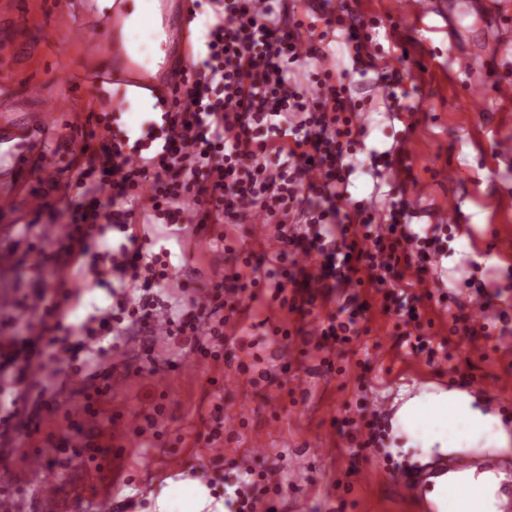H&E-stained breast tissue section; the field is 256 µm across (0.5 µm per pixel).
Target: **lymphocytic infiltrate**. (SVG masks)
Returning <instances> with one entry per match:
<instances>
[{
	"mask_svg": "<svg viewBox=\"0 0 512 512\" xmlns=\"http://www.w3.org/2000/svg\"><path fill=\"white\" fill-rule=\"evenodd\" d=\"M354 9L324 24L303 19L283 25L280 0H220L204 23L202 58L191 61L178 112L147 113L136 139L115 138L111 123L90 130L87 164L75 173L67 205L68 230L48 239L39 224L25 233L37 269L50 272L45 288L17 301L0 323V396L10 399L0 428V454L36 451L47 467L103 471L110 443L102 422L112 396V367L91 360L78 410L63 407L51 384L66 375V359L109 342L120 350L124 327L150 328L165 318V343L196 359L220 364L225 345L251 352L259 338L282 346L300 341L305 358L320 357L328 372L333 343L370 333L365 288L411 294L407 271L434 238L406 219L401 196L383 210L353 199L349 187L364 135L360 109L351 103L345 73L324 63L329 33L345 34L355 58L372 40L347 23ZM274 224L278 247L266 267L253 261L240 223L251 214ZM192 224L195 236L230 263L221 276L184 286L170 301L172 252L141 237L140 224ZM121 241L106 246L107 231ZM88 287L105 289L110 303L68 323L71 292L66 271ZM348 289L336 310L327 305ZM284 310L226 333L229 314L253 306ZM316 322L320 338L300 339L289 315ZM208 465L224 464V381L207 380Z\"/></svg>",
	"mask_w": 512,
	"mask_h": 512,
	"instance_id": "f902f5d3",
	"label": "lymphocytic infiltrate"
}]
</instances>
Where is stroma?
Returning <instances> with one entry per match:
<instances>
[{"mask_svg": "<svg viewBox=\"0 0 512 512\" xmlns=\"http://www.w3.org/2000/svg\"><path fill=\"white\" fill-rule=\"evenodd\" d=\"M56 0H0V83L22 93L30 80L44 82L55 95L73 93L81 113H121L120 128L134 133L142 113L152 111L151 96L117 102L111 87L97 89L85 82L87 63L70 25L58 23ZM485 0H455L448 19L401 20L390 29L386 18L397 13V0H356L359 21H373L385 58L368 62L363 72L352 71L350 53L343 41L332 43L338 70L347 71L353 103L364 105L368 161L369 150L399 146L410 157L419 192L406 195L408 215L424 212L430 223L447 224V237L436 243L443 268L446 303L464 313L490 319L483 336L450 332L448 321L436 318V302L425 303L422 318L434 319L436 341L444 342L450 360L427 366L423 357L398 352L391 337L393 318L373 310L370 340L381 344L380 363L390 367L382 383L372 370L348 364L341 375L325 374L319 361L303 360L296 349L278 345L261 348L260 368L269 382L254 386L238 375L236 365L244 352L224 349L223 366L207 360L190 361L171 355L170 366L150 375L138 357L148 339L132 331L127 347V368L111 378L112 411L123 421L112 426V441L120 445L104 472L78 464L48 472L41 465L0 457V488L20 487L16 512H37L36 497L44 488L67 502L69 512H96L108 499L112 512H140L137 503L157 493L166 479L179 480L205 463L208 450L148 447L147 437L127 433L128 424L149 407L147 387L166 391L169 430L200 427L199 407L209 376H224V417L238 429L239 441L230 443L228 456L257 462L267 471L269 491L256 512H336L338 503L352 499L345 512H421L424 494L399 490L393 476L421 464L422 449L405 447L406 430L394 423L401 388L418 391L431 385L446 391L463 390L476 406L512 429V155L501 152V143L512 142V98L497 97V87L512 86V28L485 9ZM474 54L469 71H462L465 55ZM406 57L409 74L405 86L415 88L418 112H388L377 73L384 63ZM409 135H402L406 124ZM455 167L454 182L435 171ZM461 204L465 224H449L448 209ZM68 221L64 193L48 195L42 209L31 213L18 207L0 211V250L9 251L0 264V309L9 310L14 299L40 290L42 278L32 268L24 228L29 224L63 226ZM179 280L191 282L218 275L228 267L224 254L198 245L183 252L173 249ZM289 373H282V366ZM471 372L476 383L463 384ZM373 380L372 390L357 394L356 382ZM291 380L296 394L286 397L279 387ZM376 412L379 441L364 459L352 460L346 450L343 418L356 415L358 407ZM441 460L439 452L428 454ZM357 475H350L351 467Z\"/></svg>", "mask_w": 512, "mask_h": 512, "instance_id": "35a3bbf8", "label": "stroma"}]
</instances>
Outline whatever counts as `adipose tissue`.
Returning <instances> with one entry per match:
<instances>
[{"mask_svg": "<svg viewBox=\"0 0 512 512\" xmlns=\"http://www.w3.org/2000/svg\"><path fill=\"white\" fill-rule=\"evenodd\" d=\"M398 424L412 430L409 444L416 448L447 451L487 440L489 447H512V432L496 417L475 407L474 399L460 391H423L407 398L396 413ZM151 507L153 512H227L224 501L211 496L197 480L168 481Z\"/></svg>", "mask_w": 512, "mask_h": 512, "instance_id": "ef3b65f1", "label": "adipose tissue"}]
</instances>
